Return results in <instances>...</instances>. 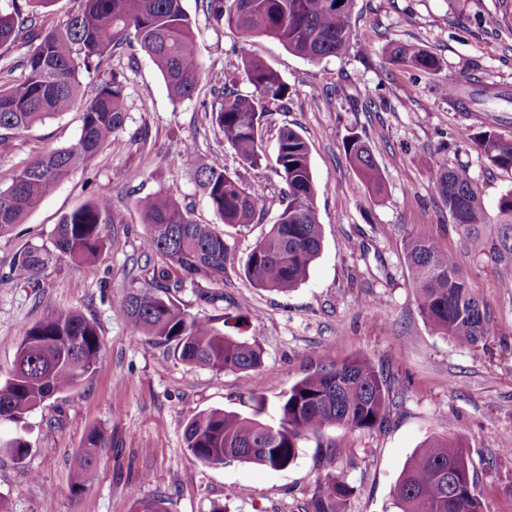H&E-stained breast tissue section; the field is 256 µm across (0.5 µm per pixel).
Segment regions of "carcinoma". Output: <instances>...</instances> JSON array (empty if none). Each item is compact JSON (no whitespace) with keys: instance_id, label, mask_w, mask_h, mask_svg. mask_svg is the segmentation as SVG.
I'll return each instance as SVG.
<instances>
[{"instance_id":"carcinoma-1","label":"carcinoma","mask_w":512,"mask_h":512,"mask_svg":"<svg viewBox=\"0 0 512 512\" xmlns=\"http://www.w3.org/2000/svg\"><path fill=\"white\" fill-rule=\"evenodd\" d=\"M354 0L342 8L336 0H202L215 21L235 27L241 38L266 35L278 39L303 59L319 62L336 57L361 40L352 19ZM23 40L29 45L22 60L0 68V148H9L22 132L77 108L81 133L72 145L38 154L0 189V234L25 222L38 204L88 158L112 146L125 124L124 76L110 72L93 93L83 90L82 76L97 72L104 61L126 47L138 45L162 74L177 100L193 97L202 79L200 49L182 0H79L77 11L63 24L45 26L40 14L12 0V11L0 12V47ZM389 61L424 72L436 71L440 60L416 44L394 47ZM252 90L241 94L222 82L211 118L224 140L251 167L260 165L262 129L270 106L283 105L290 87L264 62L243 60ZM20 75H14L16 70ZM487 161L512 168V138L492 129L475 139ZM345 151L366 184L378 189L382 173L367 144L356 134ZM198 189L219 223L254 222L261 188L245 187L224 168L219 156L195 158L186 144ZM277 165L287 185L284 207L270 231L259 239L244 264L245 278L256 288L287 294L307 277L321 248L316 209L317 188L302 137L288 126L279 131ZM434 188L462 239L478 244L498 277L512 281V190L498 200L495 229L488 224L479 186L462 170L432 168ZM136 206L146 225L144 246L160 256L148 283L129 292L123 308L132 338H148L172 351L180 361L218 372L241 371L252 380L248 398L252 413L213 409L187 424V450L207 466L240 462L272 470L288 468L297 459L300 442L318 439L332 428L382 430L399 401L383 371L364 357L323 367L292 385L281 398L276 424L262 419L266 399L259 342L241 334L243 317L225 312L197 317L181 304L177 293L186 281H224L230 248L211 225L196 222L173 194L159 191L141 196ZM109 199L97 196L66 214L55 228L53 250L29 246L14 259L15 270L33 279L53 259H92L105 247L103 215ZM422 317L441 335L470 345L490 335L486 305L471 289L455 256L433 240L412 237L405 254ZM103 341L95 322L74 311L48 316L24 330L13 367L0 381V423L24 427L25 415L50 398L73 389L102 358ZM17 462L28 454L26 441L15 436L0 444ZM108 447L97 431L89 434L75 457L72 488L78 492L97 476V458ZM328 455L305 512H345L354 492L345 474L336 472ZM458 474V495L448 491V468ZM398 512H484L476 492L469 452L460 436L427 439L407 463L394 489ZM135 512H171L169 500L135 499Z\"/></svg>"}]
</instances>
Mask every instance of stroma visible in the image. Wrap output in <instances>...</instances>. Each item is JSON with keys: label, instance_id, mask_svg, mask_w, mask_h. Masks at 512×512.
Wrapping results in <instances>:
<instances>
[{"label": "stroma", "instance_id": "stroma-1", "mask_svg": "<svg viewBox=\"0 0 512 512\" xmlns=\"http://www.w3.org/2000/svg\"><path fill=\"white\" fill-rule=\"evenodd\" d=\"M200 45L203 77L190 99H172L144 52L116 53L107 65L126 77L125 125L111 149L75 168L25 223L0 237V376L11 369L26 326L60 311L94 321L104 341L93 373L69 392L29 412L22 434L29 453L16 462L0 452V507L5 512H133L138 498L165 497L171 512H304L322 470V445L335 447V465L355 487L346 512H396L393 490L409 459L429 437L463 435L485 512H512V282L466 245L429 177L433 166L464 168L480 187L488 215L512 190V170L491 165L474 142L492 129L512 137V105L477 100L469 111L439 91L446 83H484L512 93V0H354L361 44L313 63L277 39L243 40L203 12L201 0H183ZM433 52L442 67L420 72L388 61L398 44ZM258 58L288 83L285 110L262 135L260 167L245 165L210 118L211 88L232 78L249 91L243 68ZM307 142L322 245L305 282L279 295L253 288L243 266L255 242L269 232L283 207L285 184L275 159L281 126ZM79 112L24 132L0 153V186L38 153L79 137ZM358 134L382 176L381 192L362 181L344 141ZM192 143L199 158L223 156L247 186L262 185L253 223L216 224L183 155ZM139 172L131 180V172ZM174 194L202 224H215L230 246L223 283L210 285V303L186 284L178 297L196 316L222 312L249 316L243 334L264 350L261 366L266 418L278 401L315 369L352 356L369 358L390 378L400 405L383 430H330L300 444L284 470L231 462L202 465L185 447L189 419L203 411L250 413L248 376L216 372L174 357L148 341L132 343L123 300L141 287L157 262L146 252V227L137 197ZM112 199L103 218L106 246L89 262L53 260L31 286L13 272L17 253L50 246L61 218L97 195ZM430 238L456 255L474 294L493 319L490 337L461 347L422 318L405 263L409 238ZM109 445L96 482L71 489V468L90 431Z\"/></svg>", "mask_w": 512, "mask_h": 512}]
</instances>
